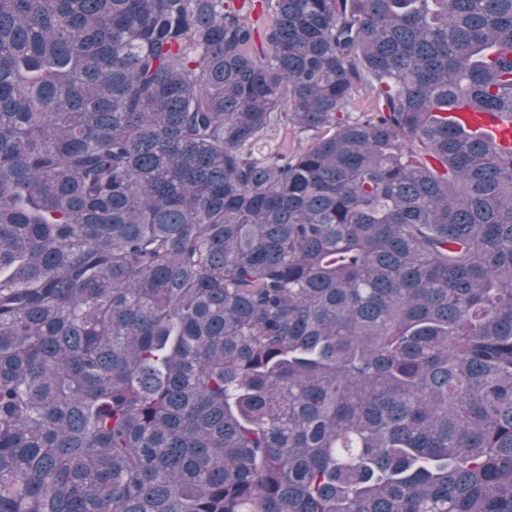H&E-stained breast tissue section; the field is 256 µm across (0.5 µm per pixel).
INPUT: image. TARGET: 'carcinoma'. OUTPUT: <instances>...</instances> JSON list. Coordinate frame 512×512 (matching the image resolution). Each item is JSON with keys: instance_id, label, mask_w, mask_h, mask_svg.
Masks as SVG:
<instances>
[{"instance_id": "1", "label": "carcinoma", "mask_w": 512, "mask_h": 512, "mask_svg": "<svg viewBox=\"0 0 512 512\" xmlns=\"http://www.w3.org/2000/svg\"><path fill=\"white\" fill-rule=\"evenodd\" d=\"M463 103L512 0H0V512H512Z\"/></svg>"}]
</instances>
